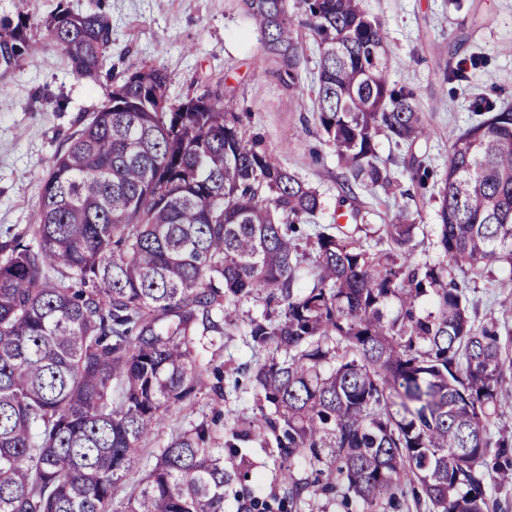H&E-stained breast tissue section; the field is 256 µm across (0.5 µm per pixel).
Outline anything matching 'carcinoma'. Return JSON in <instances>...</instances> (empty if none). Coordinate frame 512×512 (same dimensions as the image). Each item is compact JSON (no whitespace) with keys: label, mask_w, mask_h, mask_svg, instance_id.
Masks as SVG:
<instances>
[{"label":"carcinoma","mask_w":512,"mask_h":512,"mask_svg":"<svg viewBox=\"0 0 512 512\" xmlns=\"http://www.w3.org/2000/svg\"><path fill=\"white\" fill-rule=\"evenodd\" d=\"M264 54L293 87L303 38L318 53L314 117L348 180L388 190L375 137L425 136L412 91L390 85L382 23L363 0H243ZM48 42L92 78L112 41L103 13L59 6ZM29 18L0 17V71L35 55ZM484 115L451 144L438 191L443 267L407 250L418 225H385L376 256L338 225H315L313 267L300 225L319 194L248 138L233 97L172 103L152 65L112 88L108 102L57 153L32 223L0 237V512H112L125 476L140 477L122 512H224L241 486L244 512H300L313 492L347 508L392 507L408 484L416 512H502L483 477L512 480L507 439L489 428L512 359L490 323L471 320L456 271L512 265V108L479 95ZM262 294L246 343L267 354L252 369L261 413L220 448L201 422L144 455L141 441L202 384L199 336L224 334L232 308ZM427 298L431 311L417 314ZM272 435L286 489L268 501L247 487L239 443ZM329 462L336 481L295 476Z\"/></svg>","instance_id":"1"}]
</instances>
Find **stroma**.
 <instances>
[{"label": "stroma", "instance_id": "35a3bbf8", "mask_svg": "<svg viewBox=\"0 0 512 512\" xmlns=\"http://www.w3.org/2000/svg\"><path fill=\"white\" fill-rule=\"evenodd\" d=\"M61 4L105 14L112 43L93 81L74 74L52 46L19 70L0 73V232L30 223L52 160L70 134L104 107L107 90L151 64L164 67L173 98L216 88L232 95L246 134L261 135L269 152L319 192L323 210L317 222L331 223L346 174L313 118L312 41L304 43L307 66L289 88L277 64L264 59L242 0H0V16L43 19ZM364 6L382 21L390 79L414 92L429 136L402 146L386 135L376 137L377 155L396 173L402 193L388 198L355 186L353 202L368 211V221L346 230L371 252L388 250L384 226L400 207H409L420 226L409 245L414 258L444 266L435 189L419 188L411 165L421 160L435 176L443 175L452 142L480 120L469 109L475 96L512 105V0H364ZM452 66L466 68L468 82H448ZM462 279L472 321L496 320L512 356V265L497 262ZM264 359L247 344L242 325L198 340L195 366L206 384L190 403L170 408L147 447H164L172 434L206 420L228 434L259 417L247 368ZM216 367L225 380H238V391L221 396L213 390ZM245 446L253 464L249 488L265 496L283 494L275 442L256 437Z\"/></svg>", "mask_w": 512, "mask_h": 512}]
</instances>
